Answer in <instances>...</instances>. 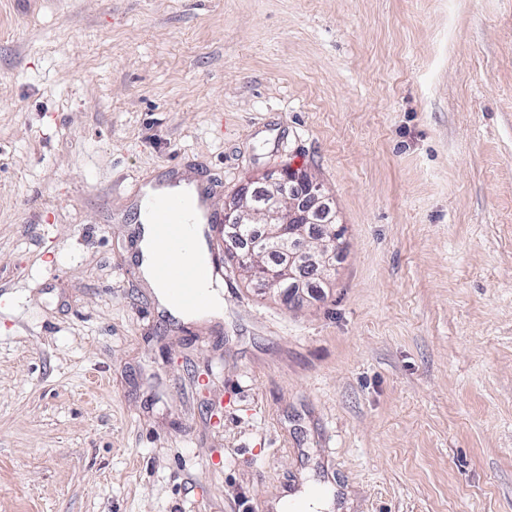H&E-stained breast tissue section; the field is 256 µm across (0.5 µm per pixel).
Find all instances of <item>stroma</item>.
Segmentation results:
<instances>
[{
	"instance_id": "stroma-1",
	"label": "stroma",
	"mask_w": 512,
	"mask_h": 512,
	"mask_svg": "<svg viewBox=\"0 0 512 512\" xmlns=\"http://www.w3.org/2000/svg\"><path fill=\"white\" fill-rule=\"evenodd\" d=\"M306 172L291 299L179 321L141 185ZM512 512V0H0V512ZM334 239L332 235L329 241L323 244L317 255H311L293 243L285 241V245L281 248L282 267L278 270H268L265 280L266 289L281 291V282L285 277H296V270L301 268V274L304 278L320 279L324 274L329 272L332 266V244ZM332 507V496H325L320 489H312L304 496L287 499L281 505L284 512H318L331 510Z\"/></svg>"
}]
</instances>
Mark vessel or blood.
<instances>
[{"label":"vessel or blood","mask_w":512,"mask_h":512,"mask_svg":"<svg viewBox=\"0 0 512 512\" xmlns=\"http://www.w3.org/2000/svg\"><path fill=\"white\" fill-rule=\"evenodd\" d=\"M139 206L151 213L155 228L159 260L154 278L169 283L184 306L195 307L201 300L200 268L212 265L213 252L201 249L193 226L201 224L206 235H213L224 221L222 212L203 189L192 183L183 193H142Z\"/></svg>","instance_id":"b4317fda"}]
</instances>
